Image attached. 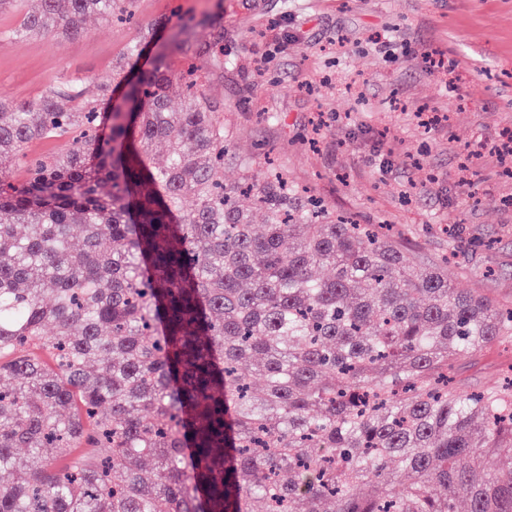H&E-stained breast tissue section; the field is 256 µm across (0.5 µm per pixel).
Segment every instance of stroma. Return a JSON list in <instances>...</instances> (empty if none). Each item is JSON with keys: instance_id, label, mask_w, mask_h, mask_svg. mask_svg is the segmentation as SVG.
<instances>
[{"instance_id": "obj_1", "label": "stroma", "mask_w": 512, "mask_h": 512, "mask_svg": "<svg viewBox=\"0 0 512 512\" xmlns=\"http://www.w3.org/2000/svg\"><path fill=\"white\" fill-rule=\"evenodd\" d=\"M136 26L91 16L78 39L7 32L0 96L110 70L140 30L173 66L193 60L237 130L235 152L313 192L329 210L403 233L447 259L458 288L512 304V0H135ZM205 19L188 44L171 35ZM446 72H429L425 52ZM462 389L512 377V342L461 359Z\"/></svg>"}]
</instances>
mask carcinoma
<instances>
[{"mask_svg":"<svg viewBox=\"0 0 512 512\" xmlns=\"http://www.w3.org/2000/svg\"><path fill=\"white\" fill-rule=\"evenodd\" d=\"M132 4L39 0L6 36L76 38ZM154 35L101 77L0 98V374L17 379L0 387V472L24 476L0 512H512V454L485 464L512 448V380L452 378L512 339V305L237 164L203 81L175 110L164 53L139 66ZM46 139L67 150L16 178Z\"/></svg>","mask_w":512,"mask_h":512,"instance_id":"carcinoma-1","label":"carcinoma"}]
</instances>
